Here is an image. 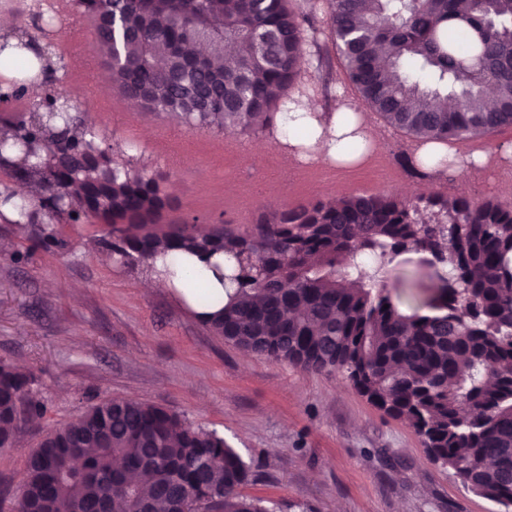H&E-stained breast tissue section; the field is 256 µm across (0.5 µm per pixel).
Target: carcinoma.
<instances>
[{"label":"carcinoma","instance_id":"carcinoma-1","mask_svg":"<svg viewBox=\"0 0 512 512\" xmlns=\"http://www.w3.org/2000/svg\"><path fill=\"white\" fill-rule=\"evenodd\" d=\"M112 85L146 112L188 126L275 127L301 77L316 4L289 0H76ZM348 80L391 127L442 142L512 127V0H325ZM203 45L195 58L191 45ZM231 46L235 55L224 58ZM0 45V62L31 63ZM33 189L37 247L62 252L54 225H104L112 254L207 262L224 307L201 315L225 342L275 362L337 372L406 422L462 485L512 512V208L488 198L391 193L299 202L240 230L159 223L165 177L119 163L103 137L46 93L0 129V168ZM445 275L437 309L392 298L383 273L406 251ZM223 254L231 272L210 263ZM182 286L216 300L201 273ZM33 375L0 359V450L47 406ZM250 478L213 431L161 406L107 399L47 433L25 460L10 512H266L240 493Z\"/></svg>","mask_w":512,"mask_h":512}]
</instances>
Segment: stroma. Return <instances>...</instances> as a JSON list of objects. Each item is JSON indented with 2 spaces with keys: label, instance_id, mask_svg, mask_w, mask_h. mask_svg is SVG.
I'll list each match as a JSON object with an SVG mask.
<instances>
[{
  "label": "stroma",
  "instance_id": "35a3bbf8",
  "mask_svg": "<svg viewBox=\"0 0 512 512\" xmlns=\"http://www.w3.org/2000/svg\"><path fill=\"white\" fill-rule=\"evenodd\" d=\"M62 0H0L17 36L51 48L49 84L102 131L117 160L167 175L175 201L166 224H228L246 229L261 211L298 202L388 191L410 197L492 198L512 207V127L453 142L459 158L480 153L481 167L446 166L416 175L403 157L416 139L365 111L372 149L355 167H285L283 145L266 132L187 128L150 114L117 91L99 95L107 68L93 49L91 23L75 40L71 13L46 32L36 11ZM313 60L297 89L319 111L352 94L346 70L319 14ZM68 247H35L32 227L0 216V358L24 366L48 412L41 424L0 452V499L18 492L26 455L84 406L135 398L217 432L241 455L251 477L241 492L268 512H498L428 456L406 423L369 404L338 374L311 372L244 353L213 336L176 290L148 288L151 272L112 259L99 224H59ZM393 298L441 301V282L422 254L398 256L384 277Z\"/></svg>",
  "mask_w": 512,
  "mask_h": 512
}]
</instances>
